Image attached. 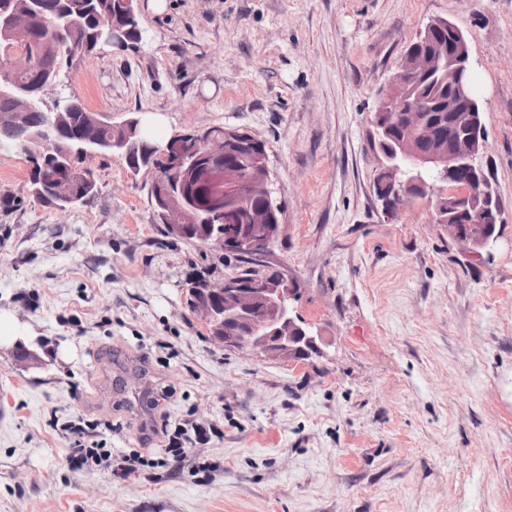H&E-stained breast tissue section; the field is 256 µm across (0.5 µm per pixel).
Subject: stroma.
<instances>
[{"instance_id":"obj_1","label":"stroma","mask_w":512,"mask_h":512,"mask_svg":"<svg viewBox=\"0 0 512 512\" xmlns=\"http://www.w3.org/2000/svg\"><path fill=\"white\" fill-rule=\"evenodd\" d=\"M154 3L142 43L76 60L66 90L156 142L224 126L266 144L282 215L260 261L326 355L212 338L191 288L236 261L165 234L151 172L96 156L95 195L62 211L2 144L0 315L20 334L0 340V512H512V0ZM439 18L470 45L503 211L480 257L427 199L390 219L374 188L377 90ZM91 422L116 459L163 457L164 424L204 433L123 479L68 464L66 426Z\"/></svg>"}]
</instances>
